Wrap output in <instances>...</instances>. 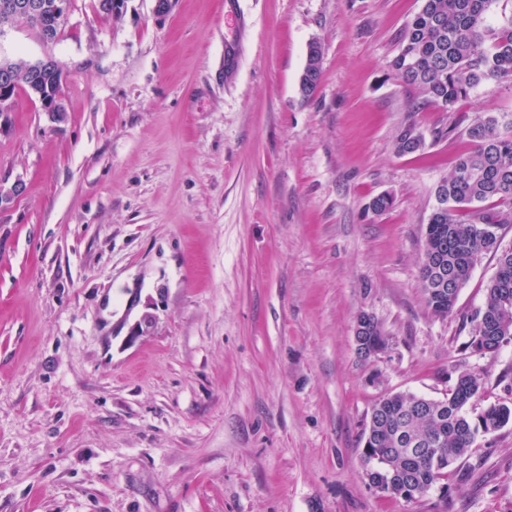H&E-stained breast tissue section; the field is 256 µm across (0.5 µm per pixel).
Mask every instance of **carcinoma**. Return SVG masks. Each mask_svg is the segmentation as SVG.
<instances>
[{
    "instance_id": "obj_1",
    "label": "carcinoma",
    "mask_w": 512,
    "mask_h": 512,
    "mask_svg": "<svg viewBox=\"0 0 512 512\" xmlns=\"http://www.w3.org/2000/svg\"><path fill=\"white\" fill-rule=\"evenodd\" d=\"M45 2L48 7L37 15L0 9V24H25L39 37L55 39L62 24L53 9L55 0ZM493 2L423 0L407 21L392 69L419 92L416 108L431 104L451 108L480 84L512 78V22L497 29L488 24ZM321 60L320 43L310 42L307 74L300 86L305 99L318 88ZM463 133L473 149L437 185L439 208L431 214L425 235L445 243L443 271L449 278L460 272L461 287L471 274L468 259L473 250L482 247L497 255V270L487 284L483 305L471 317V347L484 337L512 333V249L500 248V231L512 223V213L499 208L501 203H512V123L504 126L490 116L466 125ZM422 146L412 127L398 137L402 154ZM420 277L432 312L442 317L452 313L457 297L441 290L437 273L423 263ZM482 385L480 373L464 369L443 399L399 392L379 400L364 433L366 473L382 480L388 495L393 494L391 488L405 484L418 495L426 493L468 454L478 434L512 423V407L507 405H491L475 416L469 413Z\"/></svg>"
}]
</instances>
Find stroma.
Wrapping results in <instances>:
<instances>
[{
	"label": "stroma",
	"instance_id": "obj_1",
	"mask_svg": "<svg viewBox=\"0 0 512 512\" xmlns=\"http://www.w3.org/2000/svg\"><path fill=\"white\" fill-rule=\"evenodd\" d=\"M421 6L72 0L56 41L0 25V58L60 63L66 109L0 115V512H512V424L409 501L361 459L378 400L444 398L458 369L473 412L512 406V341L474 351L463 321L496 255L445 317L420 280L435 187L463 127L512 118V80L416 108L391 62ZM321 60H322V47L319 42H310L307 51L306 64L307 74L301 82L300 91L303 98L308 99L314 95L321 80ZM304 67V68H305ZM369 320L366 315L360 314L358 315L355 327H354V341L356 351L369 358H380L388 351V346L379 345V346H370L367 343V333L369 330Z\"/></svg>",
	"mask_w": 512,
	"mask_h": 512
}]
</instances>
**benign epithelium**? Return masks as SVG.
I'll list each match as a JSON object with an SVG mask.
<instances>
[{
    "mask_svg": "<svg viewBox=\"0 0 512 512\" xmlns=\"http://www.w3.org/2000/svg\"><path fill=\"white\" fill-rule=\"evenodd\" d=\"M6 75L0 80V114L15 111L16 96L12 90V81L20 77L31 79L33 92L37 96L42 111L56 120L65 117L63 104V72L60 64L52 57L27 64L22 67L4 66ZM50 77V81L43 82L41 78ZM369 320L366 315H358L354 327V341L356 351L367 358H379L388 351V346H371L367 343Z\"/></svg>",
    "mask_w": 512,
    "mask_h": 512,
    "instance_id": "benign-epithelium-1",
    "label": "benign epithelium"
}]
</instances>
